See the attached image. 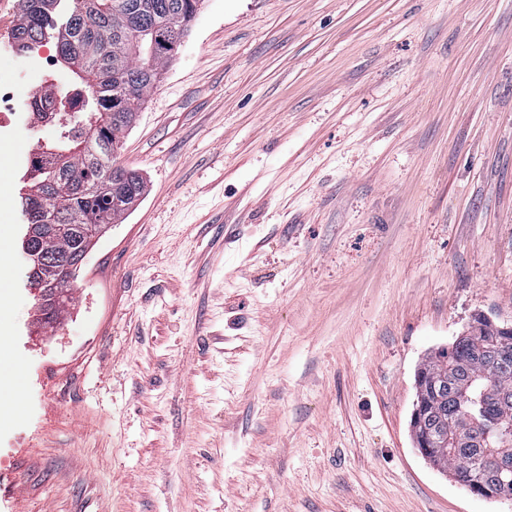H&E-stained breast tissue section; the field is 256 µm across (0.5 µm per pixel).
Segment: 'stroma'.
<instances>
[{"instance_id": "obj_1", "label": "stroma", "mask_w": 512, "mask_h": 512, "mask_svg": "<svg viewBox=\"0 0 512 512\" xmlns=\"http://www.w3.org/2000/svg\"><path fill=\"white\" fill-rule=\"evenodd\" d=\"M0 139V512H512L413 447L512 323V0H201L117 153L144 195L37 321ZM10 377L12 380L11 386L7 389L1 385L0 389V413L3 409L15 410L21 396V389L17 372L12 361L4 357L0 362V378Z\"/></svg>"}]
</instances>
